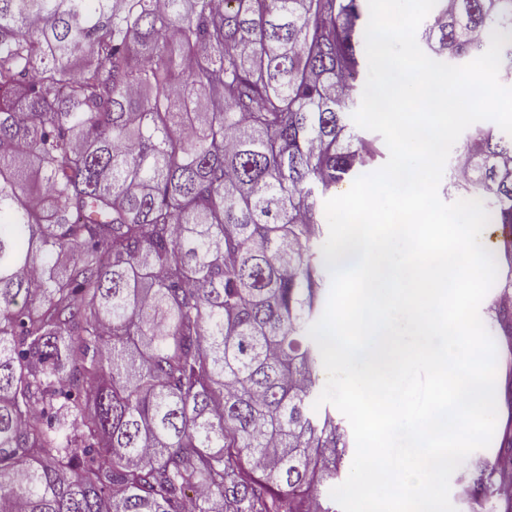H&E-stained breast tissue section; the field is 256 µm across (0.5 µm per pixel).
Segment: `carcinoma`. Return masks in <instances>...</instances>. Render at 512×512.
Masks as SVG:
<instances>
[{"mask_svg":"<svg viewBox=\"0 0 512 512\" xmlns=\"http://www.w3.org/2000/svg\"><path fill=\"white\" fill-rule=\"evenodd\" d=\"M367 5L0 0V512H334L302 328L318 196L376 156L345 122ZM495 29L512 75V0H437L418 40L471 61ZM457 163L507 295L512 135Z\"/></svg>","mask_w":512,"mask_h":512,"instance_id":"carcinoma-1","label":"carcinoma"}]
</instances>
